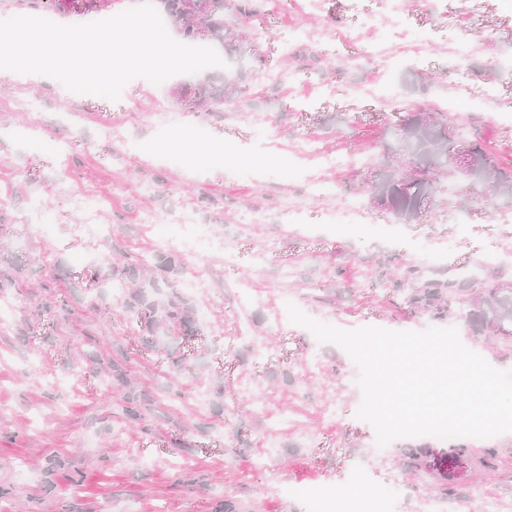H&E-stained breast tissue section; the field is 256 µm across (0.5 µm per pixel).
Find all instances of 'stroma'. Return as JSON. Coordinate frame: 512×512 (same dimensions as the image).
Wrapping results in <instances>:
<instances>
[{"instance_id": "35a3bbf8", "label": "stroma", "mask_w": 512, "mask_h": 512, "mask_svg": "<svg viewBox=\"0 0 512 512\" xmlns=\"http://www.w3.org/2000/svg\"><path fill=\"white\" fill-rule=\"evenodd\" d=\"M255 0L244 20L256 46L242 94L215 114L186 112L173 91L131 80L119 100L70 92L59 81L0 79V512H310L298 488L348 494L364 460L389 491L388 512H427L441 498L438 472L404 466L432 436L379 446L357 418L356 364L292 323L291 295L306 315L344 330L454 327L465 346L512 370V339L476 335L459 305L445 319L406 305L407 268L451 278L488 248L512 250V230L492 222L486 189L440 182L410 223L369 201L372 177L395 163L384 145L412 103L438 106L463 84L453 112L512 166V0H480L468 33L482 52L451 55L453 22L434 24L423 0H401L408 28H435L416 59L394 38L391 63L367 49L387 26L383 0ZM262 162L256 181L235 178L242 159ZM293 177L278 174L281 166ZM81 197L105 204L94 220ZM357 200L359 216L339 214ZM40 201L56 226L38 230ZM191 214L226 251L180 257L139 222ZM246 212L256 223L240 225ZM150 272L136 271L141 256ZM174 266L163 267L167 257ZM293 271L281 279L282 269ZM190 322L166 319L188 272ZM141 292V305L129 303ZM260 338L266 355L255 354ZM137 403L140 416L126 410ZM496 453L482 464L485 449ZM451 512L512 502V433L470 442Z\"/></svg>"}]
</instances>
